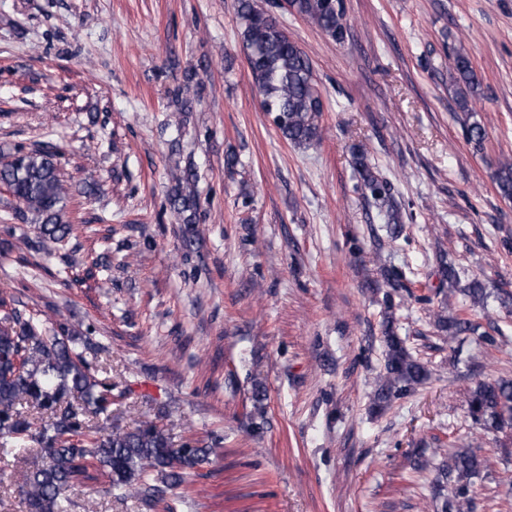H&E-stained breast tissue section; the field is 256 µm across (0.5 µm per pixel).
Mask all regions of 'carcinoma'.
Masks as SVG:
<instances>
[{
  "label": "carcinoma",
  "mask_w": 512,
  "mask_h": 512,
  "mask_svg": "<svg viewBox=\"0 0 512 512\" xmlns=\"http://www.w3.org/2000/svg\"><path fill=\"white\" fill-rule=\"evenodd\" d=\"M288 7L315 25L336 43L345 41L348 25L343 0H288ZM241 23V48L247 60L262 111L272 118L280 136L298 148H307L322 138L321 116L325 104L318 89L310 57L289 37L279 17L254 0H237ZM449 78L460 120L469 142L479 146L485 126L476 119L471 99L481 92V81L470 54L456 49ZM184 86L168 90L176 107L174 123L192 111V99L183 95ZM354 162L364 190L379 210L393 236L403 230L390 186L378 177L368 161L364 146L354 149ZM172 188L168 201L179 216L183 246L194 245V225L200 220V203L194 189V163L170 172ZM494 180L500 195L512 200V160L498 163ZM0 184L17 202L15 219L37 225L34 251L53 255L75 236L76 227L64 219L69 188L60 175V153L50 145L18 149L0 161ZM448 278V291L474 305L487 301L478 280L460 285L453 263H441ZM437 331L448 336L473 334L478 326L457 314L439 315ZM80 332L62 318L46 325L34 314L14 307L0 316V454L17 460L16 481L27 512H70L69 492L87 478L92 468L106 478L105 492L118 500L134 497L147 509L165 499V489L182 482L187 470L208 459L209 448L188 439L174 446L170 432L152 420L133 427L122 424L112 411L115 404L112 370L98 355L104 345L85 337L83 349L76 347ZM387 347L384 373L370 394L378 412L431 378L428 367L407 348L397 334L395 319L384 320ZM468 414L485 428L512 431V378L477 383L468 394ZM437 471L430 492L445 500L450 512H473L474 479L491 471L488 458L472 448L435 447L420 455L413 473L421 477Z\"/></svg>",
  "instance_id": "obj_1"
}]
</instances>
